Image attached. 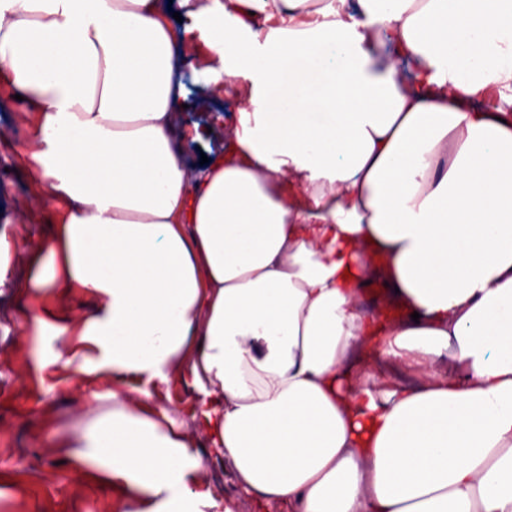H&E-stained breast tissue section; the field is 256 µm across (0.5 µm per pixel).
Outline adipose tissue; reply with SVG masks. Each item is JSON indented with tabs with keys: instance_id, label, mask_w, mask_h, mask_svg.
<instances>
[{
	"instance_id": "adipose-tissue-1",
	"label": "adipose tissue",
	"mask_w": 512,
	"mask_h": 512,
	"mask_svg": "<svg viewBox=\"0 0 512 512\" xmlns=\"http://www.w3.org/2000/svg\"><path fill=\"white\" fill-rule=\"evenodd\" d=\"M0 0L56 205L21 292L90 294L75 437L115 512H233L156 398L190 382L238 491L288 512H512V0ZM200 36L233 121L175 134ZM499 104L486 107L489 94ZM379 282L388 304L365 305Z\"/></svg>"
}]
</instances>
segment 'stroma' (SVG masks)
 Masks as SVG:
<instances>
[{"label":"stroma","instance_id":"35a3bbf8","mask_svg":"<svg viewBox=\"0 0 512 512\" xmlns=\"http://www.w3.org/2000/svg\"><path fill=\"white\" fill-rule=\"evenodd\" d=\"M195 70L186 72L175 92L181 128L188 131L209 123V137L184 142V159L196 167L201 157H214L224 148V99L207 95L202 77L217 67L214 58L200 55ZM0 233L22 242L48 239L57 220L54 204L24 171L22 149H39L41 136L28 101L0 78ZM29 273L25 253L12 257L0 278V512H110L118 497L111 485L94 481L89 466L64 445L77 420L87 376L58 364L42 370L44 360L66 349L79 350L75 336H58L51 325L35 326L32 300L15 284ZM195 450L204 463V477L223 484L222 501L235 512H261L241 496L229 480L224 463L216 459L203 436Z\"/></svg>","mask_w":512,"mask_h":512}]
</instances>
